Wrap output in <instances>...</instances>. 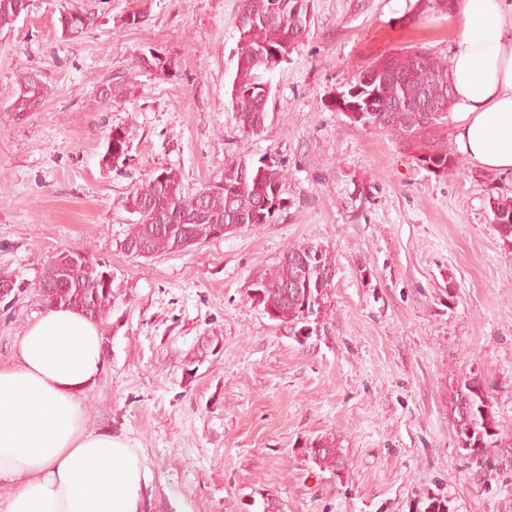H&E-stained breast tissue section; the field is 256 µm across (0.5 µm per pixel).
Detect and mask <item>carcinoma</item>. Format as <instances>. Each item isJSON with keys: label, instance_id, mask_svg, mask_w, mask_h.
<instances>
[{"label": "carcinoma", "instance_id": "cac0c4a2", "mask_svg": "<svg viewBox=\"0 0 512 512\" xmlns=\"http://www.w3.org/2000/svg\"><path fill=\"white\" fill-rule=\"evenodd\" d=\"M24 0H0V27L11 26L25 9ZM313 0H240L235 28L238 32L235 76L228 90L238 129L246 136L264 131L268 117L270 84L267 76L287 61L308 34ZM99 24V16L83 12L66 35L78 37ZM134 69L174 77L179 63L167 54L148 51L135 60ZM101 99L130 98L135 85L130 76H116L102 84ZM48 94L37 74L23 73L17 80L12 111L31 112ZM352 106L348 118L355 124L390 133L401 147L416 153V163L439 174L458 165L443 132L453 103L446 61L425 50L399 52L378 60L341 91ZM127 132L111 130L105 165L118 167L129 157ZM287 170L281 165L238 160L224 168L220 180L189 196L182 176L167 168L126 197V206L138 219L129 225L121 248H145L149 256L185 252L212 239L216 226L273 224L286 209L273 207L284 197ZM501 238L512 243V199L490 202ZM83 252L58 253L44 270L40 291L45 306L80 310L99 322L112 306V281L107 265H85ZM335 270L331 251L312 242L291 244L275 266L257 270L248 286V298L268 317L288 326L293 336L318 323L331 306L332 284L325 273ZM448 415L458 448L479 459L490 448H509L498 431L487 385L478 375L448 380ZM306 460L321 470L344 469L343 448L334 436H318L304 446Z\"/></svg>", "mask_w": 512, "mask_h": 512}]
</instances>
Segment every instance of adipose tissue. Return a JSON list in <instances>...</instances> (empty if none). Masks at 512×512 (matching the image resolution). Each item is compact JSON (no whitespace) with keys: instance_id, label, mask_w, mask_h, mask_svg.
<instances>
[{"instance_id":"1","label":"adipose tissue","mask_w":512,"mask_h":512,"mask_svg":"<svg viewBox=\"0 0 512 512\" xmlns=\"http://www.w3.org/2000/svg\"><path fill=\"white\" fill-rule=\"evenodd\" d=\"M451 48L458 149L512 173V0H460ZM106 360L98 325L50 308L0 365V512H143V449L89 429L82 395Z\"/></svg>"}]
</instances>
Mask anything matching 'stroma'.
I'll list each match as a JSON object with an SVG mask.
<instances>
[{
    "mask_svg": "<svg viewBox=\"0 0 512 512\" xmlns=\"http://www.w3.org/2000/svg\"><path fill=\"white\" fill-rule=\"evenodd\" d=\"M0 29V364L45 312L49 260L86 251L112 274L101 324L106 367L83 397L87 424L143 448L149 512H416L426 494L450 512H512V452L480 469L458 448L448 378L481 374L512 436V243L490 197L512 174L468 158L435 175L389 133L352 123L330 101L360 70L399 51L448 57L459 27L407 0H313L305 42L271 77L264 131L245 136L227 95L239 0H29ZM100 23L65 36L62 13ZM176 57V76L134 73V97L104 102L102 82L136 56ZM50 93L34 111L11 105L20 73ZM130 138L124 166L103 164L107 136ZM239 159L284 165L288 207L189 251L135 258L120 247L135 216L127 196L162 169L192 195ZM336 261L332 310L298 342L248 297L254 273L291 244ZM330 435L341 474L305 461Z\"/></svg>",
    "mask_w": 512,
    "mask_h": 512,
    "instance_id": "stroma-1",
    "label": "stroma"
}]
</instances>
